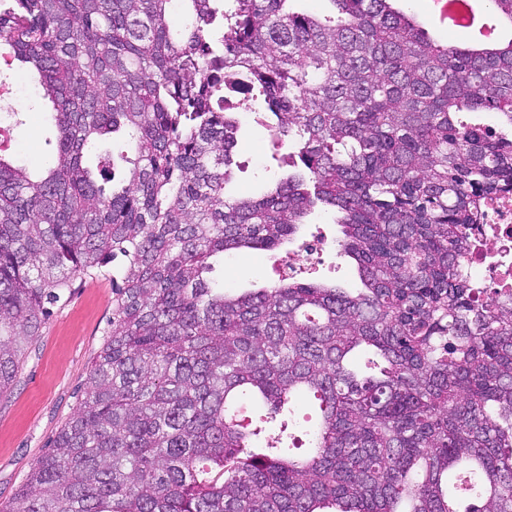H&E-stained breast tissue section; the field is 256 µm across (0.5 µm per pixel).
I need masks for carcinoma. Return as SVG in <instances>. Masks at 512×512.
<instances>
[{"label": "carcinoma", "mask_w": 512, "mask_h": 512, "mask_svg": "<svg viewBox=\"0 0 512 512\" xmlns=\"http://www.w3.org/2000/svg\"><path fill=\"white\" fill-rule=\"evenodd\" d=\"M302 2L0 0V58L30 71L55 139L43 170L0 154V397L50 307L112 277L85 395L0 512H512V301L464 270L512 139L458 120L512 127V39L465 49L391 0ZM243 111L295 171L235 198ZM317 207L357 292L209 277ZM365 348L375 373L352 362ZM309 398L304 451L283 423L263 448L235 423Z\"/></svg>", "instance_id": "1"}]
</instances>
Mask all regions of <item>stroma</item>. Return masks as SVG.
<instances>
[{
	"label": "stroma",
	"instance_id": "stroma-1",
	"mask_svg": "<svg viewBox=\"0 0 512 512\" xmlns=\"http://www.w3.org/2000/svg\"><path fill=\"white\" fill-rule=\"evenodd\" d=\"M416 21L437 42L453 41L460 47L479 44L476 34L448 32L431 14L432 0H408ZM7 83L20 93L19 101L0 97V148L12 161L27 167L48 160L52 147L46 112L32 109L31 76L13 71ZM281 150L274 148L268 129L246 120L238 136V168L228 190L234 196H257L269 180L286 176ZM341 237L330 213L314 210L296 240L273 250H249L232 259H218L212 273L217 283L247 290L273 283L283 276L289 254L321 238L330 246L307 279L344 288L359 287L353 260L338 255ZM112 318V282L107 278L76 281L69 299L53 306L33 351L22 361L10 394L0 398V505L11 503L24 485L50 440L76 411L89 381L93 360L102 348Z\"/></svg>",
	"mask_w": 512,
	"mask_h": 512
}]
</instances>
